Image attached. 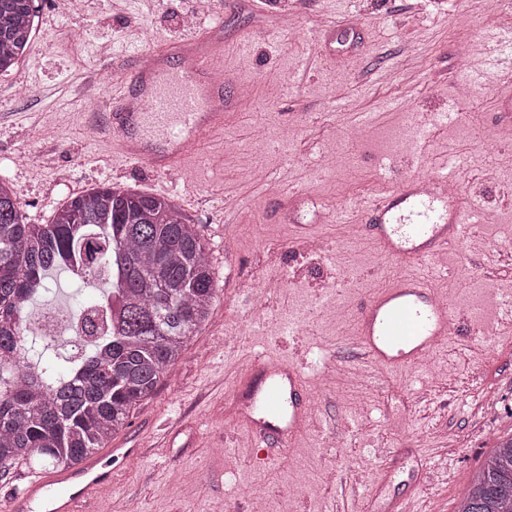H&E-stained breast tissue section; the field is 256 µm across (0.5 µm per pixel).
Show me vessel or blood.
<instances>
[{
  "mask_svg": "<svg viewBox=\"0 0 512 512\" xmlns=\"http://www.w3.org/2000/svg\"><path fill=\"white\" fill-rule=\"evenodd\" d=\"M177 52L181 61L174 69L165 64L166 51L141 57L121 108L110 112L102 127L127 160L148 163L165 175L224 128L225 83L218 77L221 45L192 34ZM479 54L482 75L497 87L502 117L512 124V49L506 47L499 27L489 26ZM457 184L451 171L409 178L388 192L343 207L336 220L368 226L397 260L424 262L473 233L483 221ZM449 317L443 291L429 275H402L374 290L358 313L355 355L368 366L418 365L447 341ZM233 398L255 409L247 437L260 448L272 441L290 445L303 434L312 413V390L301 369L267 358L254 361L242 374ZM146 455L143 448H112L87 456L70 470H17L6 512H85L86 503L102 502L112 490L109 459L127 463Z\"/></svg>",
  "mask_w": 512,
  "mask_h": 512,
  "instance_id": "vessel-or-blood-1",
  "label": "vessel or blood"
}]
</instances>
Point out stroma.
Segmentation results:
<instances>
[{"instance_id": "stroma-1", "label": "stroma", "mask_w": 512, "mask_h": 512, "mask_svg": "<svg viewBox=\"0 0 512 512\" xmlns=\"http://www.w3.org/2000/svg\"><path fill=\"white\" fill-rule=\"evenodd\" d=\"M197 0H39L32 51L0 75V177L21 188L28 223L45 224L89 188L118 183L174 198L208 244L219 298L208 323L155 395L140 403L116 448L150 454L117 470L121 512H457L459 493L512 437V330L487 268L512 241V133L492 120L498 91L460 99L445 72L471 77L485 0H291L294 21L267 0H215L196 30L224 47V129L185 170L165 176L114 153L84 129L118 105L141 55L180 45ZM358 37L346 41L350 23ZM147 31L134 43V30ZM123 64L106 104L78 92L96 71ZM453 112L429 154L416 156L422 122ZM58 133L38 137L45 114ZM458 162L463 188L490 215L449 244L445 290L455 332L426 363L375 368L361 387L352 320L374 286L410 269L355 226L315 222L355 197L389 190ZM309 225L323 252L297 249ZM334 298L350 319L335 324ZM303 363L309 381L330 357L331 383L309 429L279 456L257 462L231 422L214 423L241 369L258 356ZM495 389L494 405L477 401ZM401 452L391 465L392 452ZM369 470L354 486V465ZM320 497L289 501L301 483Z\"/></svg>"}]
</instances>
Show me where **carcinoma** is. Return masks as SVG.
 Segmentation results:
<instances>
[{"label":"carcinoma","mask_w":512,"mask_h":512,"mask_svg":"<svg viewBox=\"0 0 512 512\" xmlns=\"http://www.w3.org/2000/svg\"><path fill=\"white\" fill-rule=\"evenodd\" d=\"M35 0H0V75L32 48ZM63 270L105 296L117 319L89 318L72 371L26 317ZM219 298L207 245L172 197L93 187L29 224L0 178V477L19 464L55 471L106 448L195 340ZM458 512H512V438L493 449Z\"/></svg>","instance_id":"cac0c4a2"}]
</instances>
